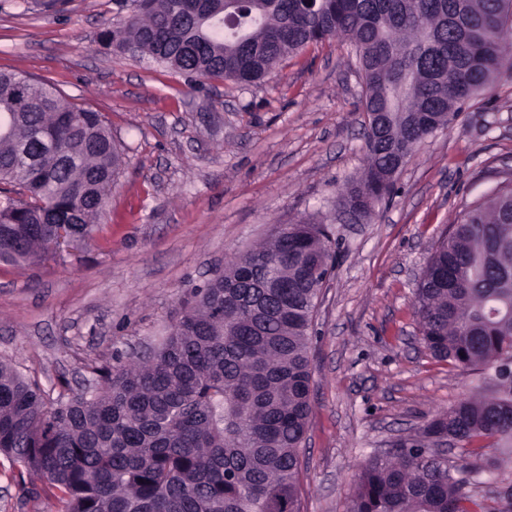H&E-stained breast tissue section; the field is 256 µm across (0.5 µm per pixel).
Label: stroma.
<instances>
[{
	"label": "stroma",
	"mask_w": 512,
	"mask_h": 512,
	"mask_svg": "<svg viewBox=\"0 0 512 512\" xmlns=\"http://www.w3.org/2000/svg\"><path fill=\"white\" fill-rule=\"evenodd\" d=\"M116 0H0V71L51 82L101 112L124 164L91 238L44 263L0 265V359L51 396L96 386L94 367L147 356L194 284L278 224H326L336 265L316 307L303 512H345L359 464L470 394L433 360L414 291L441 231L512 180V70L420 143L368 219L338 204L365 161V86L349 42L290 55L259 85L183 76L101 40ZM0 455V512H63Z\"/></svg>",
	"instance_id": "obj_1"
}]
</instances>
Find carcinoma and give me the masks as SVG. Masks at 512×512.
<instances>
[{
  "label": "carcinoma",
  "instance_id": "obj_1",
  "mask_svg": "<svg viewBox=\"0 0 512 512\" xmlns=\"http://www.w3.org/2000/svg\"><path fill=\"white\" fill-rule=\"evenodd\" d=\"M103 34L190 82L255 83L310 44L354 46L365 85L366 165L338 199L363 218L394 189L378 178L393 146L412 152L460 105L512 68V0H240L250 47L221 14L182 15L177 0H131ZM105 117L46 82L0 72V263L37 264L65 224L91 232L122 165ZM322 224H279L270 239L187 293L150 356L94 368L100 387L51 399L0 360V454L35 476L65 512H303L312 411L310 331L332 267ZM270 275L286 288H265ZM433 358L483 372L512 360V180L450 225L415 291ZM460 439L463 467L512 483V381L472 395L413 438L360 465L346 512H499L480 482L457 478L440 444Z\"/></svg>",
  "mask_w": 512,
  "mask_h": 512
}]
</instances>
